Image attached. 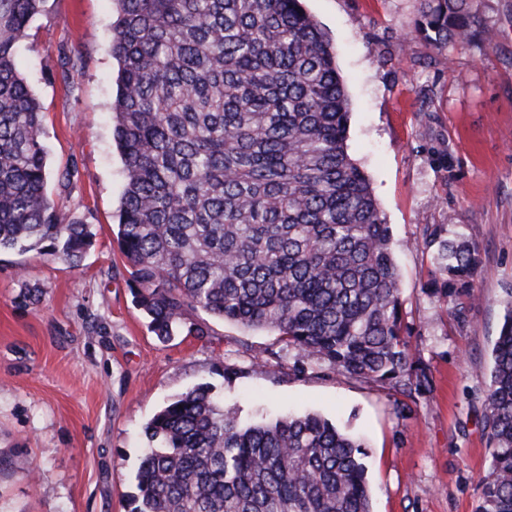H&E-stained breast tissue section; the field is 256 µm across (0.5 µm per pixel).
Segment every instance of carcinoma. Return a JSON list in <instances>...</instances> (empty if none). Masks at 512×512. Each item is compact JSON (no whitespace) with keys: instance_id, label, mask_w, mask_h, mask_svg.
I'll return each mask as SVG.
<instances>
[{"instance_id":"cac0c4a2","label":"carcinoma","mask_w":512,"mask_h":512,"mask_svg":"<svg viewBox=\"0 0 512 512\" xmlns=\"http://www.w3.org/2000/svg\"><path fill=\"white\" fill-rule=\"evenodd\" d=\"M43 0H0V252L79 264L93 244L47 194L43 112L16 43ZM113 135L126 186L116 242L154 335L209 333L210 317L276 333L298 371L422 391L403 335L390 228L345 147L349 99L334 49L301 0H115ZM437 49L492 41L474 0H425ZM462 317L478 249L426 231ZM483 512H512V308L481 417ZM130 512H373L363 444L316 413L245 422L209 386L144 425Z\"/></svg>"}]
</instances>
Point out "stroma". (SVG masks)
<instances>
[{"label": "stroma", "mask_w": 512, "mask_h": 512, "mask_svg": "<svg viewBox=\"0 0 512 512\" xmlns=\"http://www.w3.org/2000/svg\"><path fill=\"white\" fill-rule=\"evenodd\" d=\"M476 3L493 42L441 51L414 34L423 0H304L350 101L347 152L391 230L405 334L429 378L409 395L314 360L297 372L267 330L214 319L205 336L149 331L112 233L124 189L107 45L116 6L44 0L17 66L44 113L48 192L94 240L77 266L0 254V512H126L144 424L201 384L241 418L314 412L361 438L374 512H477L490 461L480 416L512 307V0ZM433 225L480 250L479 300L462 322L427 288ZM259 353L266 365L251 370Z\"/></svg>", "instance_id": "1"}]
</instances>
